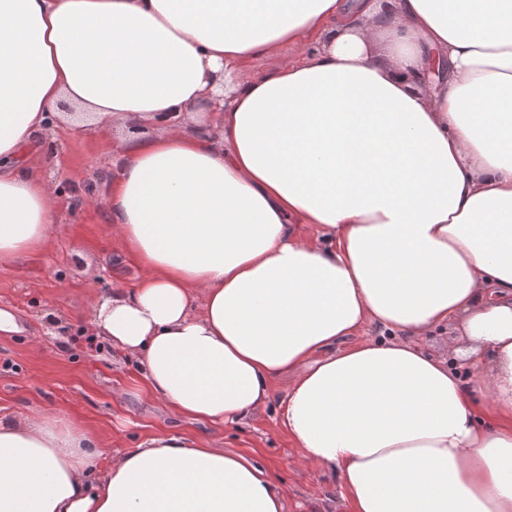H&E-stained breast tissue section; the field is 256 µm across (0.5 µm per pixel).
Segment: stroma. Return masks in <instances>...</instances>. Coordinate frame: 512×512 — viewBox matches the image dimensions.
I'll use <instances>...</instances> for the list:
<instances>
[{
	"instance_id": "obj_1",
	"label": "stroma",
	"mask_w": 512,
	"mask_h": 512,
	"mask_svg": "<svg viewBox=\"0 0 512 512\" xmlns=\"http://www.w3.org/2000/svg\"><path fill=\"white\" fill-rule=\"evenodd\" d=\"M52 155L31 160L62 191L54 234L38 253L0 267V309L17 331L0 333V417L53 410L100 439L101 459L138 447L148 436L181 432L211 448L233 451L269 469L279 480L288 512H349L334 474L308 475L300 451L277 423L270 405L237 425L175 417L151 397L142 375L108 345L88 349L78 330L89 327L98 297L132 287L135 260L117 252L105 219L107 186L101 175L112 159L108 133L51 134ZM91 184L94 206L76 200ZM98 270L88 281L87 266Z\"/></svg>"
}]
</instances>
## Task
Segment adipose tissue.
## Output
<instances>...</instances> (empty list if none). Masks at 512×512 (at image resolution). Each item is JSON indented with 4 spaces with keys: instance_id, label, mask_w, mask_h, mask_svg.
Instances as JSON below:
<instances>
[{
    "instance_id": "obj_1",
    "label": "adipose tissue",
    "mask_w": 512,
    "mask_h": 512,
    "mask_svg": "<svg viewBox=\"0 0 512 512\" xmlns=\"http://www.w3.org/2000/svg\"><path fill=\"white\" fill-rule=\"evenodd\" d=\"M132 119L106 211L141 274L92 325L154 399L236 424L285 379L350 512H512V0H0V265L52 236L50 125ZM448 325L463 363L421 347ZM98 459L55 411L0 418V512H287L180 433Z\"/></svg>"
}]
</instances>
